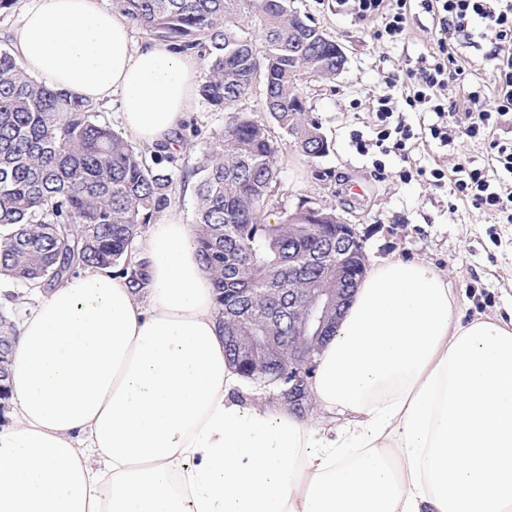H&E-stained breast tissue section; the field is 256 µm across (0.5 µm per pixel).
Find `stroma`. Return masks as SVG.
<instances>
[{"label":"stroma","mask_w":512,"mask_h":512,"mask_svg":"<svg viewBox=\"0 0 512 512\" xmlns=\"http://www.w3.org/2000/svg\"><path fill=\"white\" fill-rule=\"evenodd\" d=\"M292 7L340 43L347 62L335 80H310L302 86L306 107L318 120L328 149L310 159L295 149L290 136H283L277 160L281 209L295 211L305 200L314 207L335 208L341 221L353 225L367 265L392 257L433 265L453 288L463 321L512 316V224L464 201L449 206L448 187L418 177L407 183L399 179L407 166L449 172L460 163L488 165L486 144L444 146L423 139L407 159L386 156L379 172L373 156L359 154L352 140L356 132L375 138L373 100L388 94V78L406 77L418 57L433 51L432 15L414 9L407 36L388 42L376 40L373 22L359 19L350 5L293 0ZM489 50L480 40L461 45L459 53L468 67L463 86L448 90L454 101H463L471 85L494 90Z\"/></svg>","instance_id":"stroma-1"}]
</instances>
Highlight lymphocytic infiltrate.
Wrapping results in <instances>:
<instances>
[{
	"label": "lymphocytic infiltrate",
	"mask_w": 512,
	"mask_h": 512,
	"mask_svg": "<svg viewBox=\"0 0 512 512\" xmlns=\"http://www.w3.org/2000/svg\"><path fill=\"white\" fill-rule=\"evenodd\" d=\"M358 18L376 22L373 36L378 40L397 41L407 34L412 0H353ZM425 12L438 18L435 30L437 49L421 57L409 73L410 87L401 96L383 95L377 100L378 131L374 139L354 134L358 153L371 151L407 156L422 133L442 144L451 141L487 142L491 167L458 165L453 173L443 169L402 170L401 180L419 176L434 185L450 182L454 199L473 207L505 215L512 222V141L495 138L502 118L512 113V0H419ZM478 37L491 45L497 82L494 94L483 88L468 91L463 108L450 106L448 89L463 79L466 67L459 55L460 38ZM430 112L437 123L427 130L414 128L407 113Z\"/></svg>",
	"instance_id": "lymphocytic-infiltrate-1"
}]
</instances>
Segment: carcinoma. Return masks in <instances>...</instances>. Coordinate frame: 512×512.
<instances>
[{"instance_id":"1","label":"carcinoma","mask_w":512,"mask_h":512,"mask_svg":"<svg viewBox=\"0 0 512 512\" xmlns=\"http://www.w3.org/2000/svg\"><path fill=\"white\" fill-rule=\"evenodd\" d=\"M148 38L203 64L200 96L227 112L193 165L195 243L215 291L217 327L246 346L262 336L286 350L309 340L288 330L307 316L288 295L355 288L361 249L336 263V214L300 204L274 223L282 144L267 123L233 111L255 80L272 124L313 159L327 150L307 112L301 82L336 78V41L290 0H112ZM259 21L261 44L242 29ZM101 105L56 91L0 50V278L47 292L88 267L120 268L136 291L149 284L148 260L134 250L145 226L173 200L181 153L134 146L99 120ZM15 324L0 312V375L8 377ZM263 380L281 382L288 354Z\"/></svg>"}]
</instances>
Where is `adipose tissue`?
<instances>
[{"label":"adipose tissue","instance_id":"ef3b65f1","mask_svg":"<svg viewBox=\"0 0 512 512\" xmlns=\"http://www.w3.org/2000/svg\"><path fill=\"white\" fill-rule=\"evenodd\" d=\"M12 51L46 85L119 101L173 144L197 60L136 44L102 0H24ZM177 209L138 248L151 283L88 268L18 327L0 512H512V318L461 322L445 276L385 260L323 344L311 390L337 431L236 399L212 280Z\"/></svg>","mask_w":512,"mask_h":512}]
</instances>
